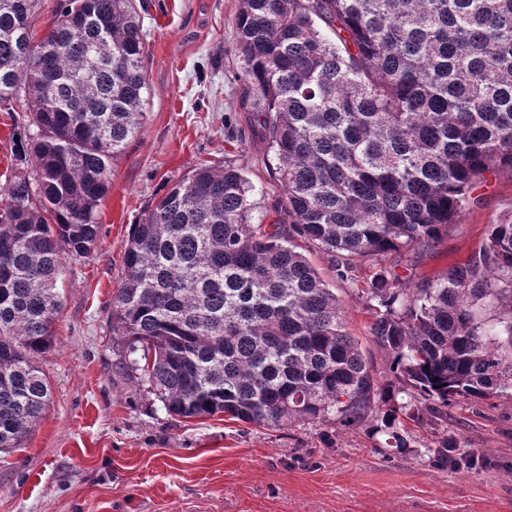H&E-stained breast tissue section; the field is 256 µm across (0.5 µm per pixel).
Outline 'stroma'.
I'll return each instance as SVG.
<instances>
[{
    "mask_svg": "<svg viewBox=\"0 0 512 512\" xmlns=\"http://www.w3.org/2000/svg\"><path fill=\"white\" fill-rule=\"evenodd\" d=\"M146 41L145 117L112 166L91 257L63 258L62 309L53 344L37 362L51 386L39 421L19 447L0 452V512H512V392L441 411L399 416L404 450L375 417L262 428L217 414H167L155 395L120 371L121 340L110 325L131 227L154 198L200 164L242 167L256 215L283 192L272 157L251 139L239 104L235 55L238 0H136ZM25 100L0 105V186L14 171L13 135ZM436 248L397 271L409 284L465 262L492 224L512 222V168L497 167L472 193ZM298 247L334 288L346 329L374 378L389 362L374 343L378 304L372 271L338 277L330 256ZM454 441L458 467L436 448Z\"/></svg>",
    "mask_w": 512,
    "mask_h": 512,
    "instance_id": "stroma-1",
    "label": "stroma"
}]
</instances>
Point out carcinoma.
I'll return each mask as SVG.
<instances>
[{"mask_svg":"<svg viewBox=\"0 0 512 512\" xmlns=\"http://www.w3.org/2000/svg\"><path fill=\"white\" fill-rule=\"evenodd\" d=\"M0 0V103L25 98L20 172L0 190V452L41 417L36 358L61 310V259L94 251L112 164L143 124L145 34L133 0ZM241 107L283 189L255 219L243 168L198 167L143 212L112 298L127 376L171 414L267 427L381 415L396 383L435 410L512 390V223L410 288L383 258L436 247L498 166L512 168V0H239ZM300 238L342 278L376 268L375 382ZM503 310L486 319L482 311Z\"/></svg>","mask_w":512,"mask_h":512,"instance_id":"cac0c4a2","label":"carcinoma"}]
</instances>
